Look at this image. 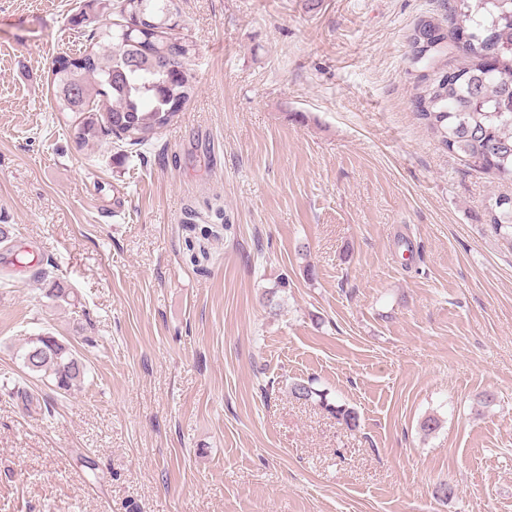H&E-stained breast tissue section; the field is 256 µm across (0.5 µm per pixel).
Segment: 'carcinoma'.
Segmentation results:
<instances>
[{
    "label": "carcinoma",
    "mask_w": 512,
    "mask_h": 512,
    "mask_svg": "<svg viewBox=\"0 0 512 512\" xmlns=\"http://www.w3.org/2000/svg\"><path fill=\"white\" fill-rule=\"evenodd\" d=\"M113 9L121 21L97 27L76 61L55 67L53 96L57 111L76 115L77 144L111 135L144 147L177 123L194 97L189 64L196 48L175 32L174 0H116ZM448 11V30L432 19L414 28L433 69L416 86V119L446 151L512 180V0H448ZM450 42L462 61L447 70L440 64ZM487 225L512 246V199L496 198ZM21 359L31 376L65 392L86 374L82 359L47 332L27 340ZM289 393L306 402L317 397L347 427L359 426L355 409L328 402L309 383L293 381Z\"/></svg>",
    "instance_id": "obj_1"
}]
</instances>
